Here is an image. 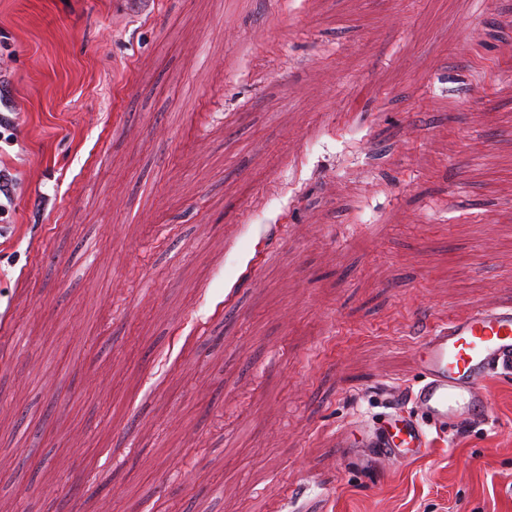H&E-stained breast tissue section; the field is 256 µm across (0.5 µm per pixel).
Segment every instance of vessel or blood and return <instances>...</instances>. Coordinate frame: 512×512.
<instances>
[{
    "label": "vessel or blood",
    "instance_id": "vessel-or-blood-1",
    "mask_svg": "<svg viewBox=\"0 0 512 512\" xmlns=\"http://www.w3.org/2000/svg\"><path fill=\"white\" fill-rule=\"evenodd\" d=\"M420 378L381 417L355 418L357 451L372 460L404 461L429 449V427L485 417L486 383L512 374V306L481 304L427 326L416 342Z\"/></svg>",
    "mask_w": 512,
    "mask_h": 512
}]
</instances>
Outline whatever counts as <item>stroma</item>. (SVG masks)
<instances>
[{
	"mask_svg": "<svg viewBox=\"0 0 512 512\" xmlns=\"http://www.w3.org/2000/svg\"><path fill=\"white\" fill-rule=\"evenodd\" d=\"M500 0H0L9 512H512L488 418L361 466L426 324L512 305Z\"/></svg>",
	"mask_w": 512,
	"mask_h": 512,
	"instance_id": "obj_1",
	"label": "stroma"
}]
</instances>
